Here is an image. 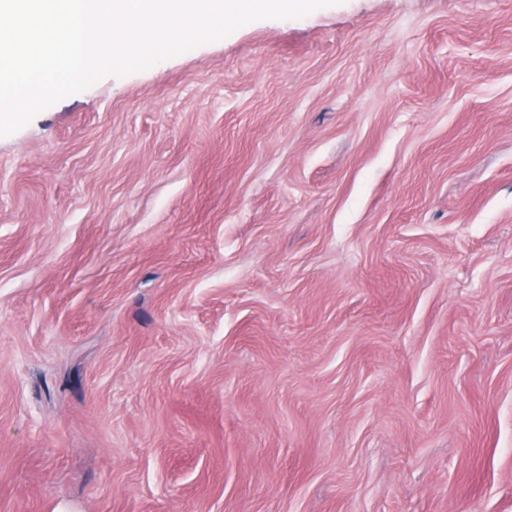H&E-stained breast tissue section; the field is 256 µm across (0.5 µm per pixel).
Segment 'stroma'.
Masks as SVG:
<instances>
[{
	"label": "stroma",
	"instance_id": "1",
	"mask_svg": "<svg viewBox=\"0 0 512 512\" xmlns=\"http://www.w3.org/2000/svg\"><path fill=\"white\" fill-rule=\"evenodd\" d=\"M0 512H512V0H342L0 137Z\"/></svg>",
	"mask_w": 512,
	"mask_h": 512
}]
</instances>
